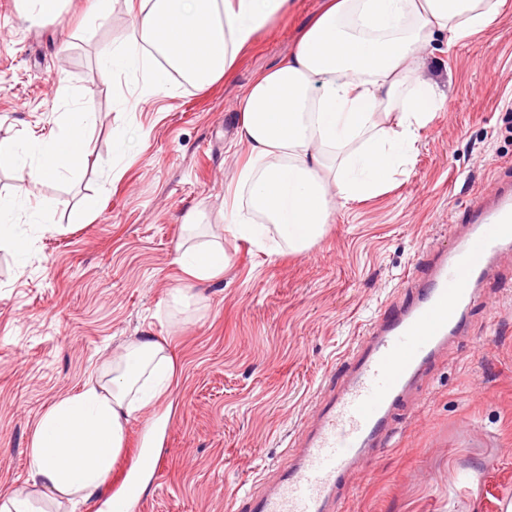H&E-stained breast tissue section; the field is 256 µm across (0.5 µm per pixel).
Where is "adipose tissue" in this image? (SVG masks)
Listing matches in <instances>:
<instances>
[{"mask_svg":"<svg viewBox=\"0 0 512 512\" xmlns=\"http://www.w3.org/2000/svg\"><path fill=\"white\" fill-rule=\"evenodd\" d=\"M296 0H137L130 35L106 46L105 73L140 70L154 92L174 76L196 87L230 78L242 53ZM502 0H324L292 52L256 74L238 99L237 140L248 155L236 170L227 229L262 251L288 235L298 254L321 238L337 203L382 193L412 160L417 132L445 102L421 71L434 36L462 42L494 27ZM92 115L80 111L63 136L0 138V167L27 170L28 186L0 199V249H10L33 186L73 171L88 155ZM174 264L205 282L224 272L223 248L180 243ZM173 364L163 346L128 342L115 362L38 421L29 481L53 501L93 498L109 477L130 421L168 390Z\"/></svg>","mask_w":512,"mask_h":512,"instance_id":"1","label":"adipose tissue"}]
</instances>
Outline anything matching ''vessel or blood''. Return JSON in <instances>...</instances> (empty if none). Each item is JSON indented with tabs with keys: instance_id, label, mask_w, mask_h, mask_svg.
I'll use <instances>...</instances> for the list:
<instances>
[{
	"instance_id": "vessel-or-blood-1",
	"label": "vessel or blood",
	"mask_w": 512,
	"mask_h": 512,
	"mask_svg": "<svg viewBox=\"0 0 512 512\" xmlns=\"http://www.w3.org/2000/svg\"><path fill=\"white\" fill-rule=\"evenodd\" d=\"M511 250L512 185L501 184L457 245L431 254L410 298L346 353L342 385L320 391L287 467L260 478L232 512H335L338 489L362 459L385 448L392 412L463 330L492 260Z\"/></svg>"
}]
</instances>
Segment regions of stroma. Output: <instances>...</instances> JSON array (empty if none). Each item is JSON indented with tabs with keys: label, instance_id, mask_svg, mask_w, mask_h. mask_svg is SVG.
Instances as JSON below:
<instances>
[{
	"label": "stroma",
	"instance_id": "obj_1",
	"mask_svg": "<svg viewBox=\"0 0 512 512\" xmlns=\"http://www.w3.org/2000/svg\"><path fill=\"white\" fill-rule=\"evenodd\" d=\"M72 0L54 21L20 26L0 0V129L62 134L69 112L94 114L93 163L39 186L52 229L18 224L25 253L0 250V493L28 490V448L41 416L78 393L135 336L176 364L166 395L127 428L111 476L79 512H106L115 485L141 463L147 436L163 465L140 489L143 512H229L285 460L321 386L387 302L420 277L436 243L451 244L485 189L512 180V0L469 40L435 38L426 74L448 93L418 132L413 163L385 193L337 207L307 252L257 251L224 231L236 164L237 96L284 59L322 0L294 10L242 54L229 80L173 94L146 91L142 72L104 77L99 54L133 16L113 0ZM135 103L136 111L124 109ZM125 142L117 156L113 148ZM100 214L73 216L83 196ZM198 210L202 241L223 246V274L185 289L173 264ZM396 443L339 491L342 512H507L512 506V252L481 283L468 326L397 412Z\"/></svg>",
	"mask_w": 512,
	"mask_h": 512
}]
</instances>
